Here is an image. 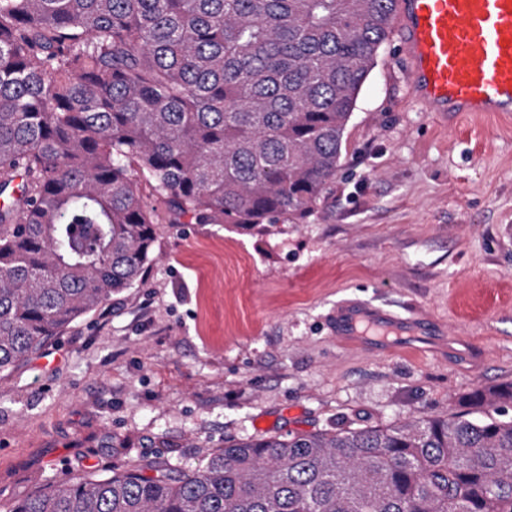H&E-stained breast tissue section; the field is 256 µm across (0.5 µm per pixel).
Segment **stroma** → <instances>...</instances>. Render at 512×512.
I'll use <instances>...</instances> for the list:
<instances>
[{"label": "stroma", "mask_w": 512, "mask_h": 512, "mask_svg": "<svg viewBox=\"0 0 512 512\" xmlns=\"http://www.w3.org/2000/svg\"><path fill=\"white\" fill-rule=\"evenodd\" d=\"M340 163L307 221L263 235L174 222L142 183L143 282L0 374V512L56 475L160 453L195 470L229 440L445 416L512 382V115L430 111L393 35ZM351 297L433 318L452 353L339 345Z\"/></svg>", "instance_id": "obj_1"}]
</instances>
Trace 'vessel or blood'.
Listing matches in <instances>:
<instances>
[{
	"label": "vessel or blood",
	"instance_id": "obj_1",
	"mask_svg": "<svg viewBox=\"0 0 512 512\" xmlns=\"http://www.w3.org/2000/svg\"><path fill=\"white\" fill-rule=\"evenodd\" d=\"M394 20L413 95L431 111L512 112V0H396ZM333 334L347 346L396 353L398 336L428 343L441 335L433 320L382 305L347 300L332 315Z\"/></svg>",
	"mask_w": 512,
	"mask_h": 512
}]
</instances>
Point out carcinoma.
Here are the masks:
<instances>
[{"label":"carcinoma","mask_w":512,"mask_h":512,"mask_svg":"<svg viewBox=\"0 0 512 512\" xmlns=\"http://www.w3.org/2000/svg\"><path fill=\"white\" fill-rule=\"evenodd\" d=\"M396 0H0V373L141 283L135 167L191 224L301 223ZM386 427L62 475L8 512H512V383Z\"/></svg>","instance_id":"cac0c4a2"}]
</instances>
